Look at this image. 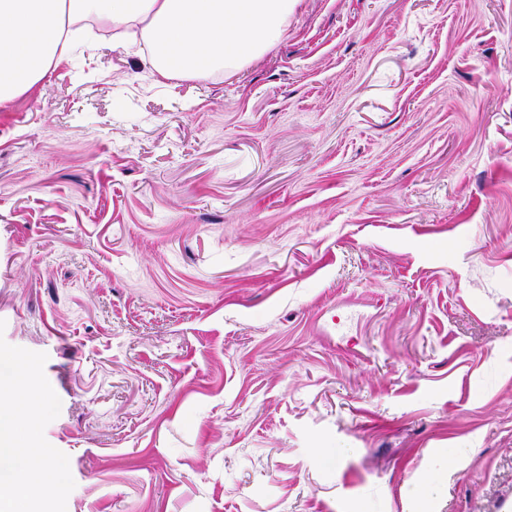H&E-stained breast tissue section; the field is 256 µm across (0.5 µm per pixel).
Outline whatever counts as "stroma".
<instances>
[{"instance_id": "1", "label": "stroma", "mask_w": 512, "mask_h": 512, "mask_svg": "<svg viewBox=\"0 0 512 512\" xmlns=\"http://www.w3.org/2000/svg\"><path fill=\"white\" fill-rule=\"evenodd\" d=\"M72 37L0 112L39 512H512V0H300L231 77ZM446 479L445 470H436L418 488L416 500L418 509L415 511H428V504L436 499L444 490Z\"/></svg>"}]
</instances>
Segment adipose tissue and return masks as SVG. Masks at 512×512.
Here are the masks:
<instances>
[{
	"label": "adipose tissue",
	"mask_w": 512,
	"mask_h": 512,
	"mask_svg": "<svg viewBox=\"0 0 512 512\" xmlns=\"http://www.w3.org/2000/svg\"><path fill=\"white\" fill-rule=\"evenodd\" d=\"M299 0H0V110L50 83L71 50L64 36L80 17L112 21L114 38L144 44L161 78L231 75L284 36ZM19 371L0 366V512H32L39 473L25 450L8 396Z\"/></svg>",
	"instance_id": "obj_1"
}]
</instances>
